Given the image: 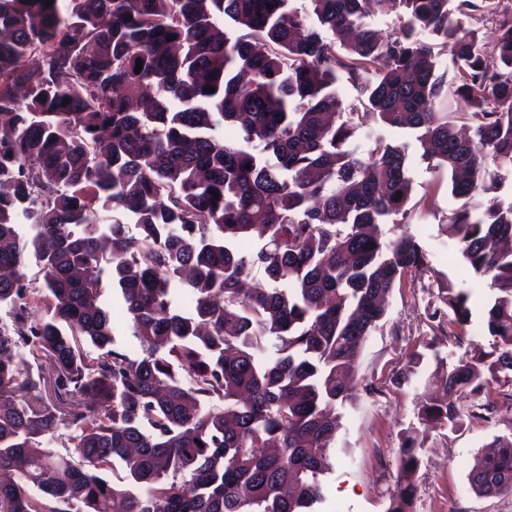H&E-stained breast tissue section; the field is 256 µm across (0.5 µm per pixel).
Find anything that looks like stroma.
Returning <instances> with one entry per match:
<instances>
[{
  "mask_svg": "<svg viewBox=\"0 0 512 512\" xmlns=\"http://www.w3.org/2000/svg\"><path fill=\"white\" fill-rule=\"evenodd\" d=\"M379 140L404 150L412 181L409 216L383 224L382 238L411 234L427 265L404 275L388 297L384 318L362 346L353 397L336 407L341 428L330 450L333 469L325 478L327 499L321 512H386L396 487L403 434L421 428L422 405L442 397L445 370L496 346L486 325L495 294L484 279L466 270L448 235L449 218L461 205L450 192L448 176L439 175L424 159L413 133L372 116L352 145L363 153ZM447 287L472 293L467 328L431 317ZM416 353L421 360L414 375L408 384H397V374ZM488 400L495 402L497 416L476 417L477 405ZM460 403L465 416L459 426L424 430L412 512H512V496L476 494L468 481L475 458L502 431V419L512 416V373L499 374L489 396L465 394Z\"/></svg>",
  "mask_w": 512,
  "mask_h": 512,
  "instance_id": "obj_1",
  "label": "stroma"
}]
</instances>
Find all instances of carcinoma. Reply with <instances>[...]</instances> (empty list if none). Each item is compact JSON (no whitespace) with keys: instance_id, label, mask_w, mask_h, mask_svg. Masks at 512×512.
<instances>
[{"instance_id":"obj_1","label":"carcinoma","mask_w":512,"mask_h":512,"mask_svg":"<svg viewBox=\"0 0 512 512\" xmlns=\"http://www.w3.org/2000/svg\"><path fill=\"white\" fill-rule=\"evenodd\" d=\"M492 2L308 0L315 27L291 0H0V305L13 312L0 512H319L362 344L426 265L413 237L382 239L408 214L404 151L346 149L368 114L412 131L454 196L487 197L448 229L496 292L497 356L487 376L459 361L421 423L456 425L454 396L512 372V200L498 195L512 182V18L493 67L460 21ZM396 3L407 20L382 38L364 18ZM439 40L453 42L447 69ZM338 71L366 112L343 115ZM226 122L243 144L224 142ZM254 231L258 250L238 251ZM257 266L275 287L253 283ZM176 283L195 295L190 315ZM108 287L136 357L116 344ZM445 292L465 328L470 295ZM503 424L469 473L478 494L512 495ZM61 427L67 455L42 444ZM420 450L405 437L387 512H411ZM116 460L133 489L101 475ZM105 301L112 304L115 339L129 352L131 356L140 353L138 340L133 336L132 319L126 312L120 294L108 288L104 294Z\"/></svg>"}]
</instances>
